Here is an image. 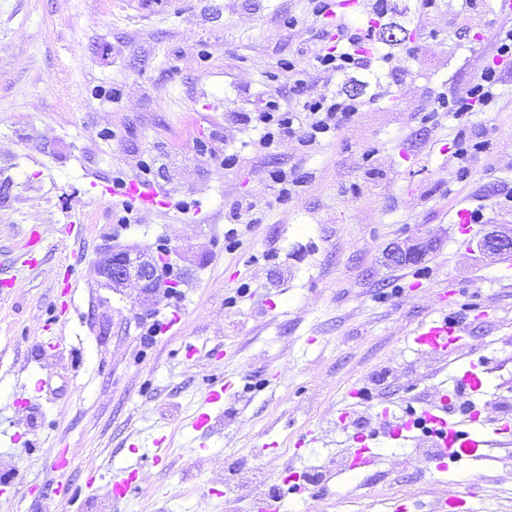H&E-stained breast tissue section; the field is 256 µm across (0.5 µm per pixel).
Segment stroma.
<instances>
[{"mask_svg": "<svg viewBox=\"0 0 512 512\" xmlns=\"http://www.w3.org/2000/svg\"><path fill=\"white\" fill-rule=\"evenodd\" d=\"M366 3L377 21L344 15L371 24L382 51L365 87L312 67L309 52L341 41L316 0H0V402L32 375L47 382L0 415V473L16 474L0 481V512H254L250 469L277 487L293 464L316 479L286 512H392L397 499L435 512L467 486L453 512H512V433L443 470L427 442L387 440L375 466L343 470L353 435L380 430L379 408L439 390L469 399L456 365L408 341L443 303L487 371L476 405L512 419V260L482 258L453 222L463 202L474 232L512 224V80L490 105L469 100L512 19L495 0ZM298 83L363 106L308 145L266 149L261 129L225 121L248 96L293 100ZM274 170L298 179L288 198ZM116 177L152 184L172 208L121 224L120 198L101 194ZM243 197L261 211L229 248L224 214ZM68 224L82 237L64 235ZM34 226L43 241L31 247ZM420 236L437 241L422 263L385 265L390 243ZM160 243L178 269L174 296L143 309L136 288L99 276L112 247ZM224 383L199 436L200 395ZM311 428L318 440L293 463ZM163 433L173 453L157 466ZM133 447L140 481L116 509L85 479ZM60 451L70 468L47 500L43 461Z\"/></svg>", "mask_w": 512, "mask_h": 512, "instance_id": "stroma-1", "label": "stroma"}]
</instances>
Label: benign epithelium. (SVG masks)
<instances>
[{
	"label": "benign epithelium",
	"instance_id": "obj_1",
	"mask_svg": "<svg viewBox=\"0 0 512 512\" xmlns=\"http://www.w3.org/2000/svg\"><path fill=\"white\" fill-rule=\"evenodd\" d=\"M436 247L431 239H405L389 246L385 251L388 265L399 267L418 264ZM477 248L483 254L500 256L512 254V225L497 224L478 241ZM164 251L153 252L149 249L125 248L112 250L99 265V274L108 287L119 290L135 283L140 288L137 302L149 304L157 301L163 290L171 289L159 278L158 271L163 263L160 255Z\"/></svg>",
	"mask_w": 512,
	"mask_h": 512
}]
</instances>
